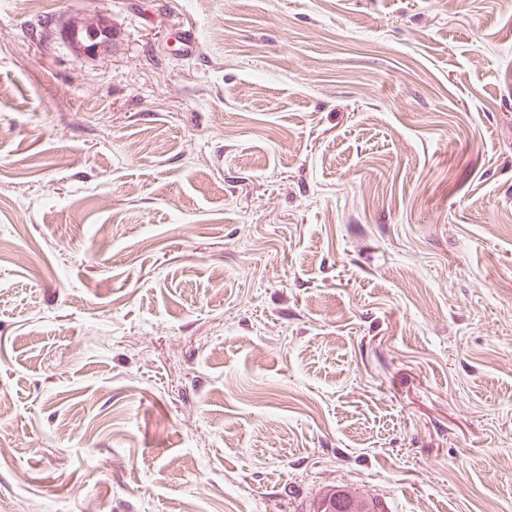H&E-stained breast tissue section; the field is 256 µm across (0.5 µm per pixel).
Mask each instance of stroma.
<instances>
[{
    "instance_id": "35a3bbf8",
    "label": "stroma",
    "mask_w": 512,
    "mask_h": 512,
    "mask_svg": "<svg viewBox=\"0 0 512 512\" xmlns=\"http://www.w3.org/2000/svg\"><path fill=\"white\" fill-rule=\"evenodd\" d=\"M91 7L0 0V512H512V0ZM87 15L88 19L84 22L86 35L83 40L80 42V50L87 55H98L100 53L106 52L111 47V34L107 30L109 34V39L101 38V33L99 32L98 24L96 23V19L100 14ZM317 512H387L382 500L376 497L353 495L338 490L321 501Z\"/></svg>"
}]
</instances>
